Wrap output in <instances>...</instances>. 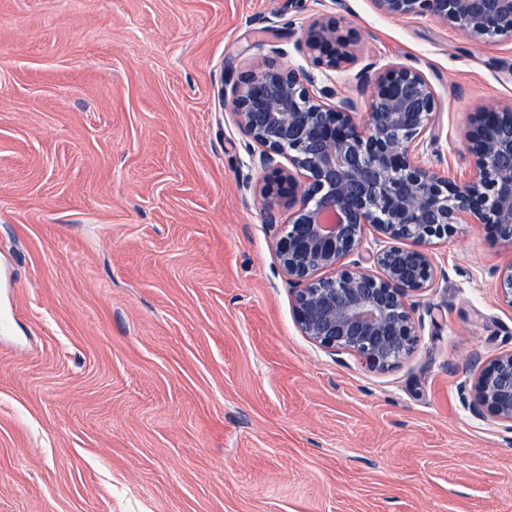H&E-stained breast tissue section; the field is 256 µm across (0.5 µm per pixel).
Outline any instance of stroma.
Listing matches in <instances>:
<instances>
[{"instance_id": "obj_1", "label": "stroma", "mask_w": 512, "mask_h": 512, "mask_svg": "<svg viewBox=\"0 0 512 512\" xmlns=\"http://www.w3.org/2000/svg\"><path fill=\"white\" fill-rule=\"evenodd\" d=\"M362 36L325 77L432 84L444 177L473 114L512 105L488 43L372 0H0V512H512V430L463 399L512 351V245L458 225L429 250L416 341L370 372L303 336L253 142L223 78L317 14Z\"/></svg>"}]
</instances>
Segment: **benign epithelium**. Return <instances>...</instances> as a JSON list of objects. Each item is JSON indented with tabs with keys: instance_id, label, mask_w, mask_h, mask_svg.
I'll list each match as a JSON object with an SVG mask.
<instances>
[{
	"instance_id": "obj_1",
	"label": "benign epithelium",
	"mask_w": 512,
	"mask_h": 512,
	"mask_svg": "<svg viewBox=\"0 0 512 512\" xmlns=\"http://www.w3.org/2000/svg\"><path fill=\"white\" fill-rule=\"evenodd\" d=\"M386 17H430L466 37L512 36V0H373ZM360 35L338 34L336 19L315 17L298 48L323 71L356 61ZM303 68L268 63L232 87L239 127L259 148L252 164L260 192L292 210L276 236L280 266L294 285L300 332L322 348L347 352L365 369L395 366L415 342L413 299L433 284L428 245L458 224H483L512 244V107L474 114L464 133L470 175L443 178L422 163L434 145L435 91L419 69L387 65L361 76L368 111L332 87L312 90ZM288 160L287 168L282 160ZM373 228L390 245L369 254L378 274L342 260ZM497 289L512 307V263ZM471 411L512 425V352L472 361Z\"/></svg>"
}]
</instances>
